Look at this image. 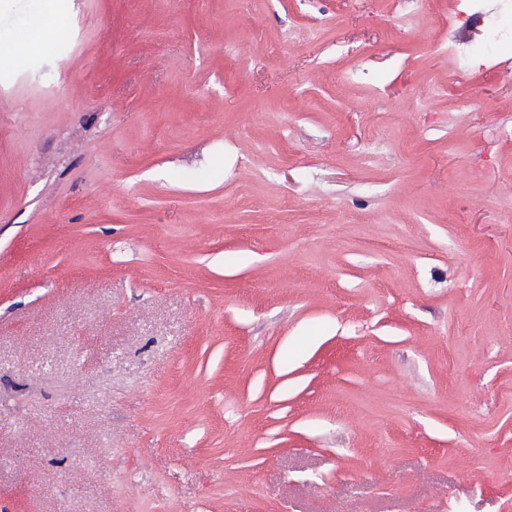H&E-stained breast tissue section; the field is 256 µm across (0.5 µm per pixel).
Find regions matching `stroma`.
Wrapping results in <instances>:
<instances>
[{"instance_id": "stroma-1", "label": "stroma", "mask_w": 512, "mask_h": 512, "mask_svg": "<svg viewBox=\"0 0 512 512\" xmlns=\"http://www.w3.org/2000/svg\"><path fill=\"white\" fill-rule=\"evenodd\" d=\"M62 3L0 60V512H512V43ZM22 33L6 46L8 52L2 58L11 59L18 54L38 50L43 43L65 32V16L61 0H42L35 14L23 26Z\"/></svg>"}]
</instances>
